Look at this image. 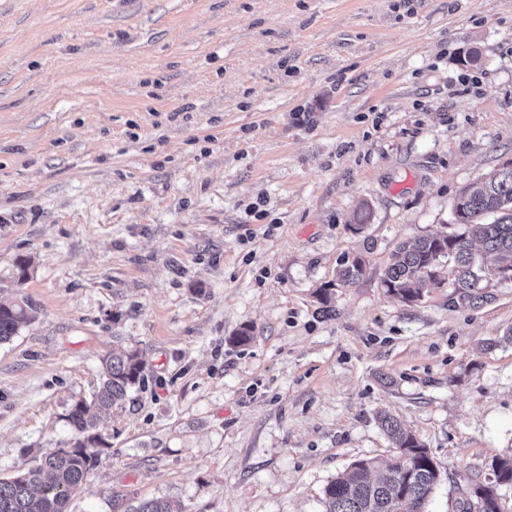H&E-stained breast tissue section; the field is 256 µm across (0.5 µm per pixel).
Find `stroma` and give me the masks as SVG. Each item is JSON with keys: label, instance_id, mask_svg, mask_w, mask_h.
Returning a JSON list of instances; mask_svg holds the SVG:
<instances>
[{"label": "stroma", "instance_id": "35a3bbf8", "mask_svg": "<svg viewBox=\"0 0 512 512\" xmlns=\"http://www.w3.org/2000/svg\"><path fill=\"white\" fill-rule=\"evenodd\" d=\"M509 160L512 0H0V301L35 308L0 344V473L71 447L135 351L71 512H324L393 458L382 411L440 472L426 512H460L512 456V281L382 277Z\"/></svg>", "mask_w": 512, "mask_h": 512}]
</instances>
